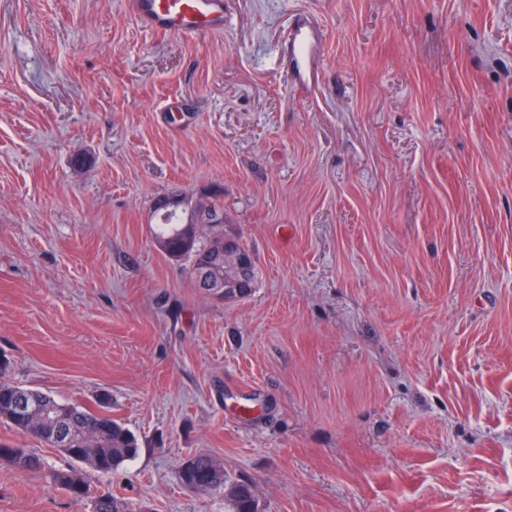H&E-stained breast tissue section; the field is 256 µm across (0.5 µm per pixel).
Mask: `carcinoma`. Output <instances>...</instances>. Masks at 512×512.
Listing matches in <instances>:
<instances>
[{
  "label": "carcinoma",
  "mask_w": 512,
  "mask_h": 512,
  "mask_svg": "<svg viewBox=\"0 0 512 512\" xmlns=\"http://www.w3.org/2000/svg\"><path fill=\"white\" fill-rule=\"evenodd\" d=\"M155 238L168 242L170 258L189 263L187 275L194 287L199 278L190 263L197 251L206 246H217L228 235L224 225H208L209 234L200 241L196 233L186 235L185 224L179 215H170L155 224ZM11 362L0 356V422L17 433L34 436L51 448H61L74 462L102 475L117 470L125 461L135 457L139 450L136 435L123 423L109 415L98 414L81 406L62 403L49 393L23 389L1 376L9 371ZM41 402L42 411L31 417L19 410L22 400ZM0 462H6L19 471L42 469V460L27 448L0 440ZM52 482L67 490L77 499H88L91 512H129L123 499L110 492L94 494L80 471H53ZM181 483L198 492L224 496V512H263L254 485L236 478L224 469L218 458L195 454L187 458L179 471Z\"/></svg>",
  "instance_id": "carcinoma-1"
}]
</instances>
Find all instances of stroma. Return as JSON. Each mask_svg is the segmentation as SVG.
Wrapping results in <instances>:
<instances>
[{
  "mask_svg": "<svg viewBox=\"0 0 512 512\" xmlns=\"http://www.w3.org/2000/svg\"><path fill=\"white\" fill-rule=\"evenodd\" d=\"M128 0H0V353L140 440L132 512H512V0H226L223 32ZM316 16L311 84L282 64ZM219 194L260 269L216 301L153 245ZM108 405H99L101 393ZM0 462V512H91L73 463ZM179 478L187 488L224 496L225 512H263L254 485L233 477L224 469V463L210 454L187 458L180 468Z\"/></svg>",
  "mask_w": 512,
  "mask_h": 512,
  "instance_id": "stroma-1",
  "label": "stroma"
}]
</instances>
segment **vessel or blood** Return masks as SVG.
Returning a JSON list of instances; mask_svg holds the SVG:
<instances>
[{"mask_svg": "<svg viewBox=\"0 0 512 512\" xmlns=\"http://www.w3.org/2000/svg\"><path fill=\"white\" fill-rule=\"evenodd\" d=\"M225 0H133L135 15L151 30L185 36L224 29ZM318 28L311 19L299 22L284 44V55L294 61L292 79L300 84L316 73Z\"/></svg>", "mask_w": 512, "mask_h": 512, "instance_id": "vessel-or-blood-1", "label": "vessel or blood"}]
</instances>
